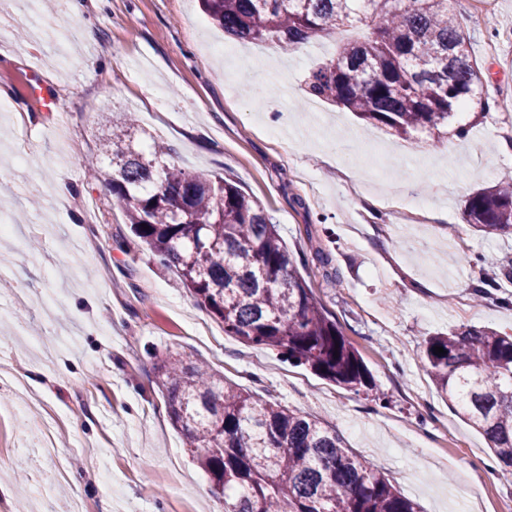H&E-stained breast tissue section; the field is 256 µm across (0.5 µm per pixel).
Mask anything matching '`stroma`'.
I'll list each match as a JSON object with an SVG mask.
<instances>
[{
  "mask_svg": "<svg viewBox=\"0 0 512 512\" xmlns=\"http://www.w3.org/2000/svg\"><path fill=\"white\" fill-rule=\"evenodd\" d=\"M92 38L58 35L23 51L12 31L15 0H0V370L20 374L41 412L11 417L0 383V512H42L43 501L86 512H224L183 436L170 424L154 355L179 351L213 364L225 379L336 429L420 512H468L454 486L477 478L481 512L512 501V482L488 475L483 435L451 412L421 360L424 338L469 322L512 333V283L501 280L512 238L460 236L469 197L512 180V128L496 108L466 112L440 147L425 133L403 139L311 96L308 71L346 29L283 52L227 42L200 0H83ZM455 13L498 103L512 98V0ZM36 69L67 115L21 95ZM130 114L137 143L166 141L182 167L234 182L279 226L297 268L359 351L377 386L354 393L293 364L275 349L227 336L190 292L130 238L112 193L88 181L84 164L108 129L104 112ZM75 188L57 209L52 185ZM413 187L431 206L422 224L400 223L388 188ZM496 278L473 302L479 277ZM62 417L56 436L68 461L49 498L40 455L44 412Z\"/></svg>",
  "mask_w": 512,
  "mask_h": 512,
  "instance_id": "stroma-1",
  "label": "stroma"
}]
</instances>
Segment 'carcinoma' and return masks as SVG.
Masks as SVG:
<instances>
[{"label":"carcinoma","mask_w":512,"mask_h":512,"mask_svg":"<svg viewBox=\"0 0 512 512\" xmlns=\"http://www.w3.org/2000/svg\"><path fill=\"white\" fill-rule=\"evenodd\" d=\"M450 0H202L224 32L294 50L361 23L370 35L344 43L307 76L310 95L338 103L402 138L436 137L459 112L491 104ZM104 165L88 160L131 232L173 270L224 335L274 348L322 378L373 386L359 352L299 274L261 203L224 178L193 174L151 138L136 148L134 124L106 112ZM466 223L512 238V184L469 197ZM445 350L437 356L433 347ZM440 396L483 433L512 469V335L462 324L423 340ZM166 412L230 512H416L374 466L360 461L316 416L224 379L206 362L168 351L154 363Z\"/></svg>","instance_id":"obj_1"}]
</instances>
